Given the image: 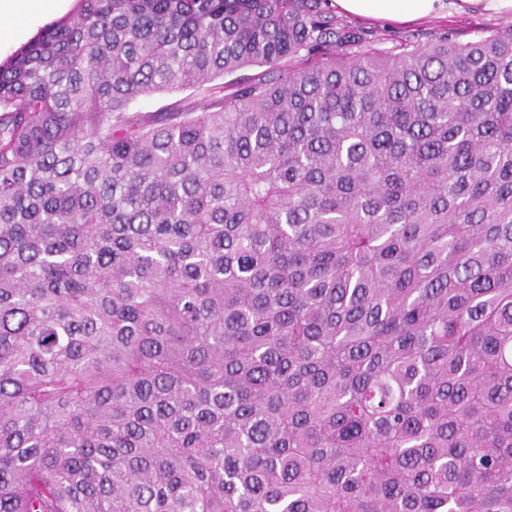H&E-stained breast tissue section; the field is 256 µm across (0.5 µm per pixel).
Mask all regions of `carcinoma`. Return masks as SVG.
Wrapping results in <instances>:
<instances>
[{
    "label": "carcinoma",
    "instance_id": "obj_1",
    "mask_svg": "<svg viewBox=\"0 0 512 512\" xmlns=\"http://www.w3.org/2000/svg\"><path fill=\"white\" fill-rule=\"evenodd\" d=\"M78 2L0 65V512H512V26ZM192 89H184L172 92H161L156 93L148 97H144L134 102L131 106L134 110L142 112V114L148 115L152 112H158L161 108L167 106L174 101L179 99L190 97L189 101L201 102L200 96H195Z\"/></svg>",
    "mask_w": 512,
    "mask_h": 512
}]
</instances>
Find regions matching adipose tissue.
<instances>
[{
	"mask_svg": "<svg viewBox=\"0 0 512 512\" xmlns=\"http://www.w3.org/2000/svg\"><path fill=\"white\" fill-rule=\"evenodd\" d=\"M73 0H0V61L65 15ZM336 11L373 21L414 22L451 12L512 14V0H333Z\"/></svg>",
	"mask_w": 512,
	"mask_h": 512,
	"instance_id": "1",
	"label": "adipose tissue"
}]
</instances>
